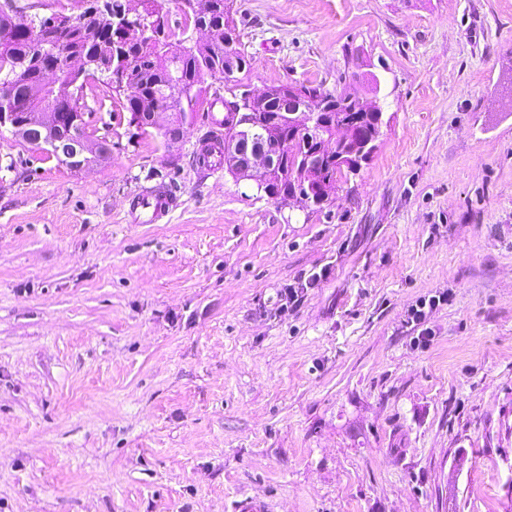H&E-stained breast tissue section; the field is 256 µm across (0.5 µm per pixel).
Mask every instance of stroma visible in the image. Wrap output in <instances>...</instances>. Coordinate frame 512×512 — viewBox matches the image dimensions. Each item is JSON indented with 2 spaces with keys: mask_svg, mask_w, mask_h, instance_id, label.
<instances>
[{
  "mask_svg": "<svg viewBox=\"0 0 512 512\" xmlns=\"http://www.w3.org/2000/svg\"><path fill=\"white\" fill-rule=\"evenodd\" d=\"M233 12L245 89L358 73L377 147L301 209L203 115L169 151L90 103L81 173L0 134V512H512V0ZM138 207L140 214L137 222L152 224L160 214L177 207V201L167 188H163L143 195L138 202Z\"/></svg>",
  "mask_w": 512,
  "mask_h": 512,
  "instance_id": "obj_1",
  "label": "stroma"
}]
</instances>
